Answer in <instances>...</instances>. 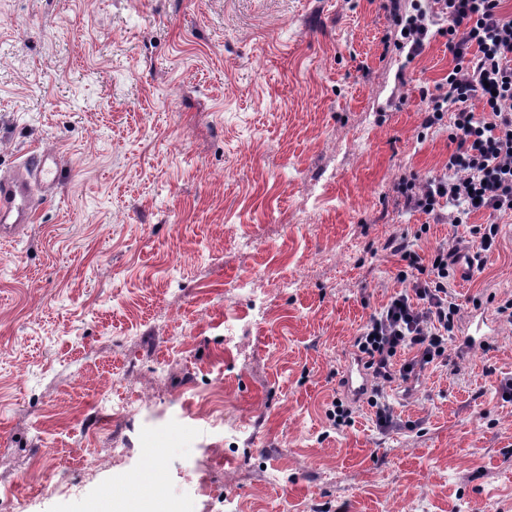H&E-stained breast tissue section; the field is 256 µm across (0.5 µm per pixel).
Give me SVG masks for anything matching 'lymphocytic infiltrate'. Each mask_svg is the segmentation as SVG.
<instances>
[{"label":"lymphocytic infiltrate","instance_id":"f902f5d3","mask_svg":"<svg viewBox=\"0 0 512 512\" xmlns=\"http://www.w3.org/2000/svg\"><path fill=\"white\" fill-rule=\"evenodd\" d=\"M389 13L405 27L401 45L408 56L421 53L432 26L439 23L453 61L446 92L430 99L423 118L431 127L445 112L453 114L449 171L427 179L414 173L404 176L398 192L408 210L438 220L444 205H456L453 223L468 224L478 243L467 254L462 241L452 238L424 258L407 234L389 241L397 276L411 289L393 292L353 340L359 360L375 378L387 382L447 363L460 311L448 299L458 256L466 254L469 264L481 268L498 246V225H472L468 219L484 210L512 213V15L503 12L501 0H426L408 15L399 0H390ZM475 99L481 111L472 109Z\"/></svg>","mask_w":512,"mask_h":512}]
</instances>
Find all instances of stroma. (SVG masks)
<instances>
[{
    "instance_id": "1",
    "label": "stroma",
    "mask_w": 512,
    "mask_h": 512,
    "mask_svg": "<svg viewBox=\"0 0 512 512\" xmlns=\"http://www.w3.org/2000/svg\"><path fill=\"white\" fill-rule=\"evenodd\" d=\"M385 4L0 0V173L60 159L0 241L15 512H94L134 477L172 512H512V214L471 215L498 249L450 288L447 365L383 384L395 426L326 415L402 287L390 238L468 233L396 191L446 170L447 126L421 123L452 61L441 36L397 50ZM478 309L497 334L467 352Z\"/></svg>"
}]
</instances>
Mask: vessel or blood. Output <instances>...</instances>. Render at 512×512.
Segmentation results:
<instances>
[{
    "mask_svg": "<svg viewBox=\"0 0 512 512\" xmlns=\"http://www.w3.org/2000/svg\"><path fill=\"white\" fill-rule=\"evenodd\" d=\"M57 159L52 153L30 155L27 163L12 174L0 177V237L16 239L33 220L32 199L36 187L49 186L55 179ZM495 333V326L487 316L471 319L465 338L466 348L485 344ZM339 383L351 397H359L370 385V373L360 362L346 365Z\"/></svg>",
    "mask_w": 512,
    "mask_h": 512,
    "instance_id": "vessel-or-blood-1",
    "label": "vessel or blood"
}]
</instances>
